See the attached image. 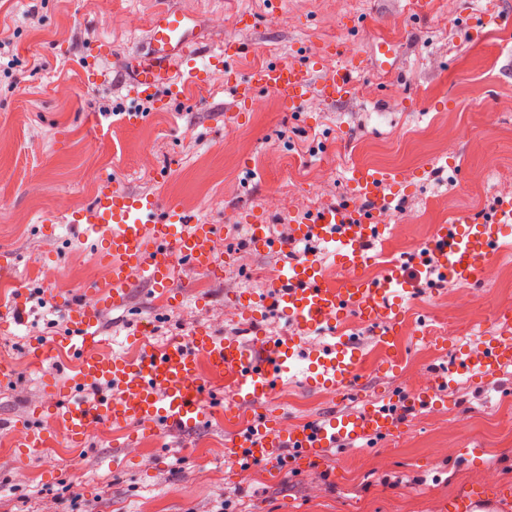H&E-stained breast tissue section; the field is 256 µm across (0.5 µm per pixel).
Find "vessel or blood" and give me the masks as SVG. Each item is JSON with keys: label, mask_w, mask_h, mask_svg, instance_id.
<instances>
[{"label": "vessel or blood", "mask_w": 512, "mask_h": 512, "mask_svg": "<svg viewBox=\"0 0 512 512\" xmlns=\"http://www.w3.org/2000/svg\"><path fill=\"white\" fill-rule=\"evenodd\" d=\"M152 52L134 69L129 82L131 96H155L166 89L169 99L180 101L201 85L209 69L224 71L238 103L252 104L257 91L275 93L288 110L294 111L311 96L319 95L332 103L351 98L356 87L359 60L345 62L325 77L307 65L271 61L251 69L246 79H238L227 69L225 60L242 53V44L225 43L219 56L205 57L188 35L185 18L169 8H160L151 18ZM179 56L184 77L170 80L165 67L169 56ZM402 179L394 169L356 166L350 171L351 192L366 202L365 210L349 205L323 208L311 222L293 224L281 242L282 250L314 240L332 256L343 278L330 284L322 275L321 262L312 255L297 258L284 267L273 281L267 297L249 296L252 309L278 308L292 320L289 335L274 341L257 340L252 346L206 332L176 340L164 347L144 346L130 355L108 358L86 355L87 346L98 341V313L101 306L87 305L84 299L65 301L70 327L76 338L71 351L76 359L72 389L89 383L108 385L119 382L122 394L109 399H66L53 402L50 411L57 426L67 430L72 441H82L99 425L116 428L134 426L149 434H159L165 426L191 429L201 424L213 407H223L228 418L248 409L250 417L242 433L226 444L234 460L267 464L273 473L304 460H319L329 450L341 449L358 440L387 438L395 434L403 418L422 408L454 385L461 377L482 374L495 377L512 366V321L502 320L497 335L456 354L448 369L433 373L425 391H397L383 404L366 405L353 415H329L313 422L288 428L270 423L263 416L265 405L284 380L291 376L298 359H305V383L315 389L341 394L359 386L356 342L338 337L331 348L302 356L300 339L335 329L347 314L357 313L366 326L378 329L380 343H389L400 323V305L407 294L406 281L398 263L390 262L381 279L363 276V269L383 259L387 225L379 216L390 200L381 193L385 184ZM73 223L86 225L99 235L103 261L108 269V295L103 306L125 305L132 270L146 273L158 286H170L176 262L185 261L198 270L215 265L212 225H197L188 235L175 231L184 223L183 210L153 196H134L111 182H103L95 198L75 213ZM512 223V200L501 202L487 221L469 226L438 225L427 243L425 259L439 274L472 285L480 284L486 266L495 258L503 225ZM206 358L231 381L234 396L225 402L198 375V360ZM50 436L37 426H28L20 451L29 454L47 447Z\"/></svg>", "instance_id": "b4317fda"}]
</instances>
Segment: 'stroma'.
Returning a JSON list of instances; mask_svg holds the SVG:
<instances>
[{
  "instance_id": "stroma-1",
  "label": "stroma",
  "mask_w": 512,
  "mask_h": 512,
  "mask_svg": "<svg viewBox=\"0 0 512 512\" xmlns=\"http://www.w3.org/2000/svg\"><path fill=\"white\" fill-rule=\"evenodd\" d=\"M0 0V307L24 292L26 316L0 326V512H74L95 501L98 512H512V499L481 495L489 483L512 487V368L494 378L458 381L407 418L389 438L361 441L297 472L271 479L265 465L230 459L225 444L240 433L215 414L198 428L138 433L131 459L117 460L125 437L109 425L73 443L58 430L56 445L21 456L17 429L49 423L41 407L50 389L66 391L73 375L72 331L64 300L98 287V237L76 227L103 180L133 195L178 205L183 232L214 225L224 244L212 271L186 262L174 268L178 299L166 303L142 271H133L123 309L104 310L103 340L92 355L134 351L130 326H149L161 347L197 331L250 343V326L273 339L290 330L276 309L252 315L245 294L266 295L290 253L278 249L290 224L317 207L354 203L347 179L356 164L396 168L404 179L383 186L391 203L385 261L366 275L381 278L396 260L413 292L401 305L406 328L399 363L387 368L374 329L355 316L336 333L303 337L302 352L330 348L335 335L356 340L362 397H332L301 378L282 384L264 413L294 425L359 409L409 388L411 375L430 377L455 354L494 334L496 314L512 311V223L500 235L502 279L474 287L471 310L456 308L464 283L425 285L417 257L438 225L468 214L482 219L495 198L512 197V0ZM193 19L200 46L240 42L239 76L281 61L328 73L345 61L330 44L368 56L376 42L393 52L384 66L368 62L350 100L310 96L297 111L268 102L240 106L221 72L189 100H132L115 76L145 50L146 29L160 6ZM247 12L255 24L238 29ZM108 56L96 55L99 41ZM149 112H142V105ZM141 122H124L127 112ZM281 194L283 209L263 208ZM266 225L273 248L247 238L249 223ZM51 296L38 306L34 291ZM52 352L35 359L31 347Z\"/></svg>"
}]
</instances>
